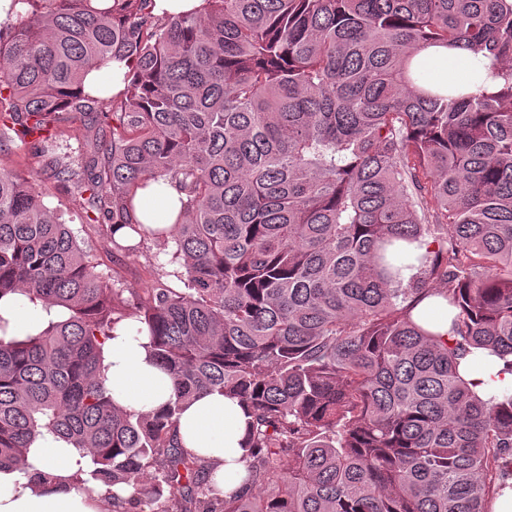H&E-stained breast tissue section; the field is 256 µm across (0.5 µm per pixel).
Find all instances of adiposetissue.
I'll return each instance as SVG.
<instances>
[{
    "label": "adipose tissue",
    "mask_w": 512,
    "mask_h": 512,
    "mask_svg": "<svg viewBox=\"0 0 512 512\" xmlns=\"http://www.w3.org/2000/svg\"><path fill=\"white\" fill-rule=\"evenodd\" d=\"M103 375L113 401L133 413L159 411L173 394L170 377L156 366L150 335L139 323L117 325L103 349ZM461 374L483 397L512 391V373L494 356L465 355ZM248 417L237 400L204 392L187 403L175 426L179 444L209 461L224 495L239 493L246 473ZM75 449L46 437L36 443L19 467L0 469V512H129L132 490L127 486L98 487L93 493L70 488L77 469ZM51 481H34L37 472Z\"/></svg>",
    "instance_id": "obj_1"
}]
</instances>
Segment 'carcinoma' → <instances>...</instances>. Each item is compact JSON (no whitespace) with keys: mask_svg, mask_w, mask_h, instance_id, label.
Returning <instances> with one entry per match:
<instances>
[{"mask_svg":"<svg viewBox=\"0 0 512 512\" xmlns=\"http://www.w3.org/2000/svg\"><path fill=\"white\" fill-rule=\"evenodd\" d=\"M12 0L0 25V139L63 136L98 112L112 139L46 167L112 238L172 242L166 275L132 303L97 272L32 178L0 168V301L25 296L46 328L0 314V469L45 435L87 469L72 486L128 485L148 512H490L512 476V393L481 397L458 358L512 369V0ZM464 49L453 81L411 60ZM129 64L120 95L82 89L89 66ZM186 202L146 228L138 191ZM448 303V343L413 320ZM145 324L173 396L127 412L103 347ZM250 417L245 491L174 434L200 392ZM154 483L144 489L141 475ZM20 298L22 297L17 296L6 311L12 330L17 336L40 332L47 325L49 316L40 306L21 302Z\"/></svg>","mask_w":512,"mask_h":512,"instance_id":"obj_1","label":"carcinoma"}]
</instances>
